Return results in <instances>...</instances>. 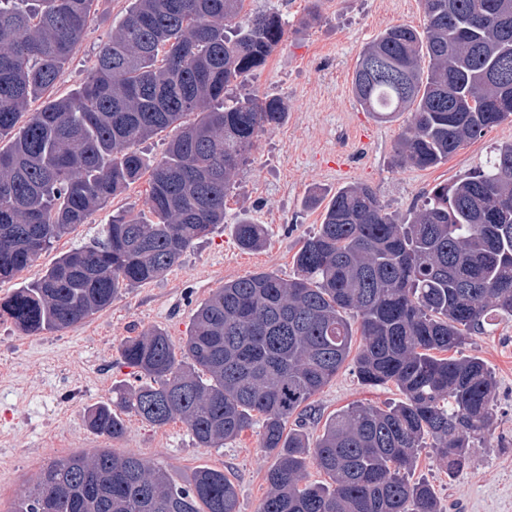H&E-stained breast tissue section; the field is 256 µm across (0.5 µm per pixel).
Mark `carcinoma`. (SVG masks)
<instances>
[{
  "mask_svg": "<svg viewBox=\"0 0 512 512\" xmlns=\"http://www.w3.org/2000/svg\"><path fill=\"white\" fill-rule=\"evenodd\" d=\"M244 0H130L83 84L37 112L82 41L94 0H0V282L108 199L149 175L152 218L120 211L91 243L0 302L26 335L79 325L122 288L160 278L224 223L233 179L257 138L285 119L283 99L231 96L287 34L277 13L240 22ZM425 29L386 28L357 61L353 93L388 119L412 112L394 145L398 165L436 167L512 120V0H421ZM428 61V67L422 62ZM196 116L193 121L187 120ZM176 129L159 160L139 146ZM512 143L487 166L437 184L408 216L387 212L368 184L336 191L284 279L255 272L198 308L175 348L161 329L130 337L124 363L147 382L90 409L88 425L124 434V414L161 427L179 418L196 443L219 448L262 420L276 457L260 512H440L414 480L426 446L454 475L490 421L496 382L478 357H443L498 317L512 318ZM243 250L267 228L235 225ZM368 386L394 384L385 409L349 406L312 441L288 419L345 364ZM329 478L307 482L308 462ZM10 512H238L224 472L182 485L135 454L108 448L51 462Z\"/></svg>",
  "mask_w": 512,
  "mask_h": 512,
  "instance_id": "carcinoma-1",
  "label": "carcinoma"
}]
</instances>
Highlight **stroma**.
Masks as SVG:
<instances>
[{
  "instance_id": "35a3bbf8",
  "label": "stroma",
  "mask_w": 512,
  "mask_h": 512,
  "mask_svg": "<svg viewBox=\"0 0 512 512\" xmlns=\"http://www.w3.org/2000/svg\"><path fill=\"white\" fill-rule=\"evenodd\" d=\"M128 5L129 0H96L53 97L68 96L84 82ZM258 12L281 14L288 33L237 92L280 97L288 115L258 138L251 163L227 197L224 223L166 275L121 289L111 306L77 326L28 336L11 320H0V368L11 374L10 382L0 383V512H10L48 461L99 448L144 457L181 483L201 467L224 471L236 487L239 512H258L268 491L266 474L275 463L259 446L260 423L220 448L200 447L179 420L155 427L129 415L117 439L88 426L89 409L138 383L134 368L121 360L123 342L157 328L182 345L198 306L224 283L261 271L292 277L297 251L317 231L326 203L340 187L371 185L387 211L402 219L433 186L484 167L495 148L512 143L508 120L437 167L395 163L393 146L411 116L399 112L384 122L363 111L352 92V75L362 49L387 27L405 23L423 29L421 0H245L243 15ZM148 193L144 177L109 199L16 279L0 283V299L97 236L116 212L146 213ZM243 216L267 227L264 248L238 247L235 223ZM456 354L482 359L496 380L488 430L458 475L449 476L425 449L413 477L432 486L443 512H512V320L467 336ZM401 398L394 384H362L348 361L290 422L314 438L351 403L383 408Z\"/></svg>"
}]
</instances>
